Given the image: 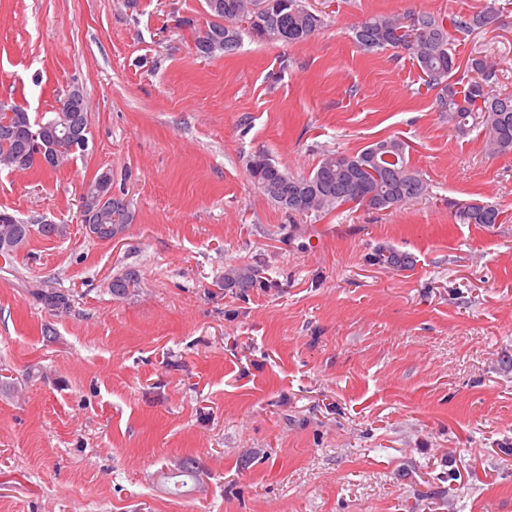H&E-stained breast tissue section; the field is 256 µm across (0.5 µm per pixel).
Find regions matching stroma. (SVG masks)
<instances>
[{
	"label": "stroma",
	"instance_id": "obj_1",
	"mask_svg": "<svg viewBox=\"0 0 512 512\" xmlns=\"http://www.w3.org/2000/svg\"><path fill=\"white\" fill-rule=\"evenodd\" d=\"M305 2L308 40L203 58L176 21L204 0H0V102L47 119L77 86L91 130L60 170L0 167V210L66 227L0 255V512H512V155L452 130L406 52L353 41L375 14L494 3L497 27L449 37L512 93V0ZM392 136L429 192L388 212L292 217L247 170ZM107 170L133 218L103 242L78 211ZM466 202L503 223H455ZM188 457L201 484L172 494Z\"/></svg>",
	"mask_w": 512,
	"mask_h": 512
}]
</instances>
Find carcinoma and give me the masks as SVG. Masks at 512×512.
I'll return each instance as SVG.
<instances>
[{"label":"carcinoma","instance_id":"obj_1","mask_svg":"<svg viewBox=\"0 0 512 512\" xmlns=\"http://www.w3.org/2000/svg\"><path fill=\"white\" fill-rule=\"evenodd\" d=\"M209 17L200 27L192 18L184 19L197 52L212 57L217 52H232L238 48L242 32L266 42L295 44L308 40L324 25V16L309 10L303 0H205ZM502 10L494 5L465 16L450 18L458 31L486 29L498 23ZM247 23L241 28L240 23ZM356 45L373 52L388 48L407 52L420 69L425 85L435 91L437 111L459 134L470 130V121L483 126L487 148L494 154L512 153V94L494 93L491 81L496 71L487 59L473 57L465 65L457 62L449 42L444 19L430 13H419L402 19L392 15L368 17L354 27ZM464 70L466 82L453 78ZM28 119L33 127L40 120L29 117L20 105L0 103V164L8 161L29 146L8 133L20 120ZM408 144L393 137L378 140L355 155L329 151L307 175L294 176L281 170L265 155H255L248 162V172L258 188L278 207L294 215L327 213L356 203L369 210H393L423 198L428 183L423 173L407 160ZM388 154L395 159L389 163L376 160ZM102 172L86 184L81 198L95 207V195L100 193ZM454 220L461 224L494 225L500 223L501 211L494 205L454 203ZM12 214L0 211V254L9 256L22 247L31 233L29 225L12 221ZM377 265L402 266L412 264L411 257L387 247H378L373 255ZM224 281L237 288L256 286V275L249 269L232 268L225 271ZM138 284L135 270L127 269L112 280V295L121 297ZM37 299L52 311L70 307V296L56 288H43Z\"/></svg>","mask_w":512,"mask_h":512}]
</instances>
